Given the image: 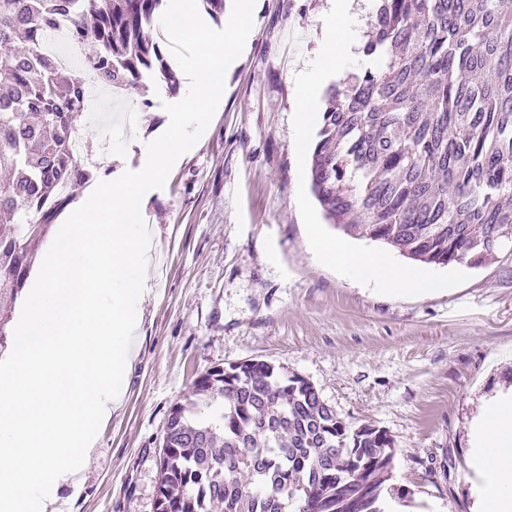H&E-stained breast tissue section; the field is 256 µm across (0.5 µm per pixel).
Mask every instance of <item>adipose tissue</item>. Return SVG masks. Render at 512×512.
<instances>
[{"instance_id": "1", "label": "adipose tissue", "mask_w": 512, "mask_h": 512, "mask_svg": "<svg viewBox=\"0 0 512 512\" xmlns=\"http://www.w3.org/2000/svg\"><path fill=\"white\" fill-rule=\"evenodd\" d=\"M359 25L356 0H331L319 62L314 70L297 77L294 126L299 147L307 145L314 96L353 57ZM309 242L325 263L340 265L358 280L388 293H428L453 287L452 281L431 280L415 268L395 266L385 255L357 253L316 233ZM471 431L474 446L469 466L477 476L473 512H512V385L484 400Z\"/></svg>"}]
</instances>
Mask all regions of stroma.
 <instances>
[{
  "mask_svg": "<svg viewBox=\"0 0 512 512\" xmlns=\"http://www.w3.org/2000/svg\"><path fill=\"white\" fill-rule=\"evenodd\" d=\"M329 0H256L253 31L226 72L209 127L151 191L144 219L156 244L141 304L139 356L123 406L101 425L81 481L56 512H154L156 457L171 407L199 375L247 359L288 367L349 426L393 439L403 512H471L465 460L479 397L512 385V251L484 264L426 265L451 292L389 295L320 263L308 219L340 238L302 176L291 70L316 61ZM165 83L89 101L81 162L109 176L137 170L169 124ZM133 113L128 135L110 124Z\"/></svg>",
  "mask_w": 512,
  "mask_h": 512,
  "instance_id": "obj_1",
  "label": "stroma"
}]
</instances>
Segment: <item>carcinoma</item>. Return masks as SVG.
Returning <instances> with one entry per match:
<instances>
[{
	"mask_svg": "<svg viewBox=\"0 0 512 512\" xmlns=\"http://www.w3.org/2000/svg\"><path fill=\"white\" fill-rule=\"evenodd\" d=\"M167 0H0V297H18L35 243L93 178L70 148L80 71L37 55L61 17L86 66L125 89L177 72L145 27ZM384 65L326 89L311 189L345 234L427 264L479 265L512 245V6L376 0L362 46ZM395 448L347 426L311 382L248 359L197 377L172 406L155 512H389Z\"/></svg>",
	"mask_w": 512,
	"mask_h": 512,
	"instance_id": "carcinoma-1",
	"label": "carcinoma"
}]
</instances>
